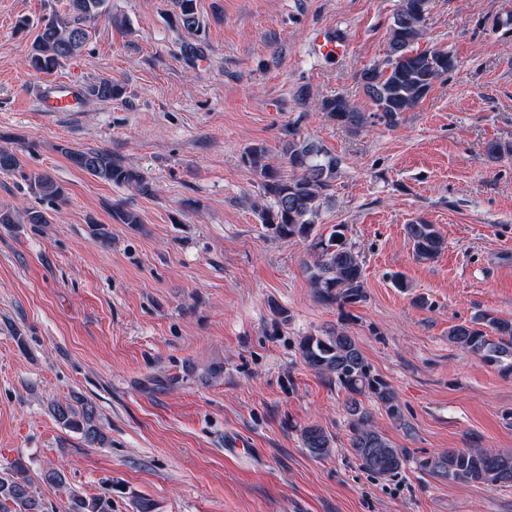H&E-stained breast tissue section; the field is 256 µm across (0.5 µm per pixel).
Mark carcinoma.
I'll return each mask as SVG.
<instances>
[{"label": "carcinoma", "mask_w": 512, "mask_h": 512, "mask_svg": "<svg viewBox=\"0 0 512 512\" xmlns=\"http://www.w3.org/2000/svg\"><path fill=\"white\" fill-rule=\"evenodd\" d=\"M429 4L430 0H401L390 24L386 59L382 65L359 73V83L377 107L375 116L390 125L402 113L414 109L434 83L455 68V61L447 51L418 47ZM172 6L179 27L187 31L199 27L196 0H172ZM110 12L109 0H69L65 12L41 22L27 59L29 68L43 74L56 71L82 52L89 37L87 23L108 18ZM88 93L101 100H114L122 98L124 88L116 81L103 78L91 85ZM320 107L327 117L353 133L368 122V117L354 109L341 94L323 99ZM61 151L76 168L104 182L144 187L140 174L105 151H73L67 147ZM281 153L289 168L286 175L267 162V149L261 144L245 148L242 159L259 177L267 200L258 212L260 222L279 239L306 240L314 232L342 159L296 133L282 141ZM0 172L20 174L29 190L51 205L65 196L63 185L50 175L24 171L19 156L12 150L0 149ZM48 223L49 214L44 210L27 209L21 216L0 211V224ZM346 230L345 225L334 224L327 235L315 239L317 255L305 267L317 298L325 305L355 303L363 296L362 259L348 242ZM405 230L413 242L416 258L421 261L435 259L445 248L444 238L432 224L414 221ZM448 341L512 376V321L485 314L471 325L450 327ZM299 349L305 364L335 381L347 393L350 448L361 466L385 478L400 474L404 464L402 449L374 427L371 413L361 398L376 399L394 419L401 417L398 400L391 387L372 372L355 338L343 332L308 335L301 338ZM52 414L63 428L80 433L87 445L106 448L111 444L97 424V410L92 403L83 399L76 400L74 405L58 403L53 405ZM303 443L311 454L324 457L331 452L332 437L323 427L311 425L303 431ZM422 466L450 482L512 485V454L504 455L490 448L451 449L424 461ZM0 512H43V505L26 477V468L19 460L0 474ZM67 512H112V502L102 497L88 498L72 489Z\"/></svg>", "instance_id": "carcinoma-1"}]
</instances>
